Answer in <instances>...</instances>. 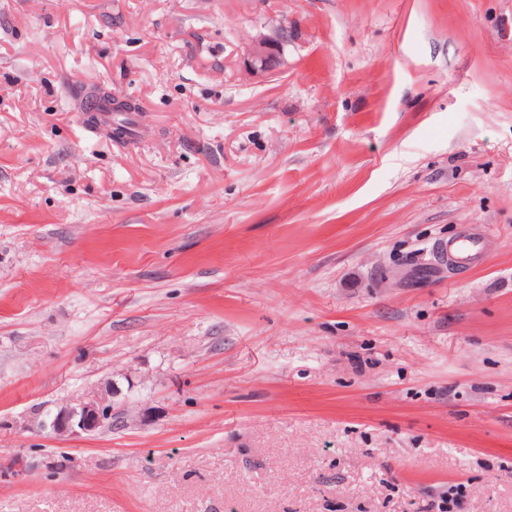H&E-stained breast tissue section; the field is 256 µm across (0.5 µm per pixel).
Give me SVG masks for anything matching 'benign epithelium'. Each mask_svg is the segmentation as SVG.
I'll return each mask as SVG.
<instances>
[{
	"label": "benign epithelium",
	"instance_id": "7a95c632",
	"mask_svg": "<svg viewBox=\"0 0 512 512\" xmlns=\"http://www.w3.org/2000/svg\"><path fill=\"white\" fill-rule=\"evenodd\" d=\"M289 27L281 24L268 34H260L249 44L242 61V70L252 77H271L287 65L285 49ZM117 390L107 389L74 405L57 409L41 422V427L57 436L80 438L103 426L112 418V397Z\"/></svg>",
	"mask_w": 512,
	"mask_h": 512
}]
</instances>
